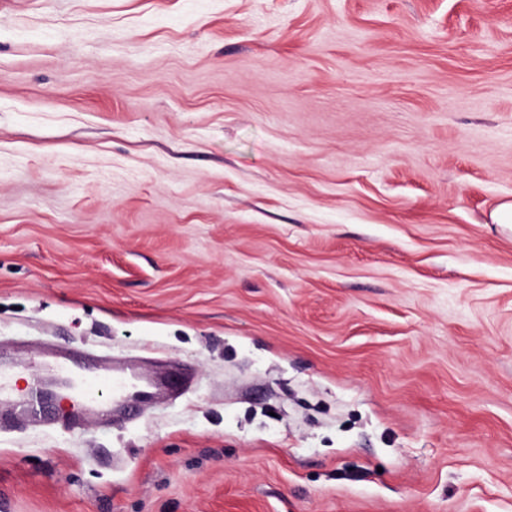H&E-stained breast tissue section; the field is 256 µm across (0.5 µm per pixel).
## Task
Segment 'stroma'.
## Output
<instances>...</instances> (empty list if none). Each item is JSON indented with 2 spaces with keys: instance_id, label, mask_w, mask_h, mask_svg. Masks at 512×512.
<instances>
[{
  "instance_id": "stroma-1",
  "label": "stroma",
  "mask_w": 512,
  "mask_h": 512,
  "mask_svg": "<svg viewBox=\"0 0 512 512\" xmlns=\"http://www.w3.org/2000/svg\"><path fill=\"white\" fill-rule=\"evenodd\" d=\"M512 0H0V367L193 381L0 423V512H512Z\"/></svg>"
}]
</instances>
